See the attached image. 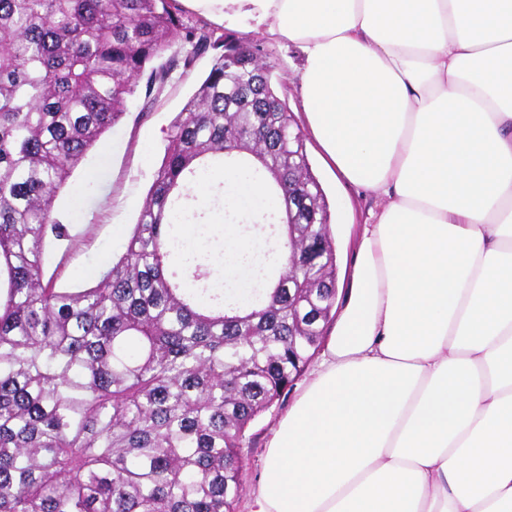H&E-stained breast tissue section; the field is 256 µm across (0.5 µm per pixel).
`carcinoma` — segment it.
<instances>
[{
  "mask_svg": "<svg viewBox=\"0 0 512 512\" xmlns=\"http://www.w3.org/2000/svg\"><path fill=\"white\" fill-rule=\"evenodd\" d=\"M222 49L172 124L125 251L91 288L45 278L73 171L170 68ZM271 68L174 0H0V512H235L251 423L336 320L323 190ZM237 160L285 212L286 267L244 304L180 267L173 222L201 173Z\"/></svg>",
  "mask_w": 512,
  "mask_h": 512,
  "instance_id": "1",
  "label": "carcinoma"
}]
</instances>
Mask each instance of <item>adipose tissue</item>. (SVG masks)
Masks as SVG:
<instances>
[{"label": "adipose tissue", "mask_w": 512, "mask_h": 512, "mask_svg": "<svg viewBox=\"0 0 512 512\" xmlns=\"http://www.w3.org/2000/svg\"><path fill=\"white\" fill-rule=\"evenodd\" d=\"M299 47L308 130L376 203L250 512H512V0H187ZM259 215V183L228 173ZM250 288L262 235L215 224Z\"/></svg>", "instance_id": "adipose-tissue-1"}]
</instances>
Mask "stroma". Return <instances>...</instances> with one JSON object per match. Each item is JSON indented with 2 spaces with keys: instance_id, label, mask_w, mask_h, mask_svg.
I'll return each mask as SVG.
<instances>
[{
  "instance_id": "1",
  "label": "stroma",
  "mask_w": 512,
  "mask_h": 512,
  "mask_svg": "<svg viewBox=\"0 0 512 512\" xmlns=\"http://www.w3.org/2000/svg\"><path fill=\"white\" fill-rule=\"evenodd\" d=\"M221 30L261 45L262 62L270 65L279 96L286 99L297 124H304L298 77L288 66V48L252 23L224 22ZM187 43L176 40L165 59H178L163 90L147 99L137 89L126 102L123 120L107 131L82 165L76 168L55 201V214L66 225L63 240L47 239L45 272L55 275L60 288H88L96 285L113 259L124 251L129 232L136 224L143 201L163 158L168 134L175 117L209 71L214 51L195 57L191 66H181ZM309 166L319 181L328 205L331 232L336 249L337 303H344L350 288L353 263L349 227L364 223L374 198L348 185L328 165L314 140H307ZM211 208L197 214L196 240L203 248L221 254L222 243L212 230L209 217L234 224L247 223V216L230 211L224 202V183H209ZM297 388H290L275 405L261 415L249 430L250 441L241 450L242 490L236 512H246L249 491L256 483L266 454V446L278 418L293 403Z\"/></svg>"
}]
</instances>
